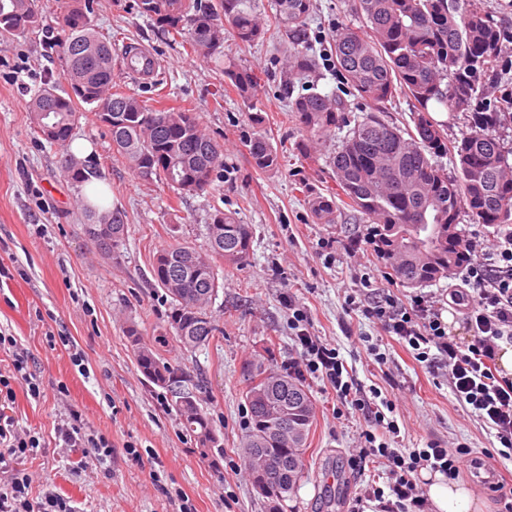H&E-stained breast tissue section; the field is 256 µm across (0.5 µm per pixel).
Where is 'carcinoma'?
<instances>
[{"instance_id":"cac0c4a2","label":"carcinoma","mask_w":512,"mask_h":512,"mask_svg":"<svg viewBox=\"0 0 512 512\" xmlns=\"http://www.w3.org/2000/svg\"><path fill=\"white\" fill-rule=\"evenodd\" d=\"M273 6L274 25L288 41V116L306 135L297 150L315 163L314 136L353 123L330 166L348 206L372 223L370 237L399 283L423 287L467 264L458 245L462 214L475 224H512V149L480 132L450 143L433 116L443 109L469 112L483 94L485 77L499 71L502 27L480 0H353L362 25L337 28L330 50L336 75L368 106L353 120L334 92L294 94V83L317 77L320 68L308 44L311 0H274ZM136 7L163 35L220 67L224 83L253 110V122L263 123L256 75L224 49L228 35L244 46L267 40V26L244 0H136ZM93 13V0H71L64 17L68 34L58 44L69 90L60 94L45 87L29 104L34 131L52 128L46 140L62 150V175L75 183L102 177L98 163L68 151L80 108L86 106L98 117L112 112L106 129L113 161L150 172L176 195L213 189L224 178V145L205 132L194 110L157 107L113 84L112 47L97 35ZM40 21L37 0H0V35L23 36ZM399 93L412 101L410 130L382 117ZM477 121L493 129L505 126L508 117L494 106L479 113ZM248 151L256 168L279 169L280 155L270 138H251ZM446 155L445 170L440 159ZM308 205L322 223H335V202L314 196ZM86 217L85 233L95 248L113 262L121 260L123 214L90 209ZM207 229V249L173 244L157 250L152 263L156 285L170 297L167 323L191 350L220 333L212 316L199 320L191 308L208 310L222 287L218 269L245 263L252 247V228L230 212H212ZM126 336L144 376L172 394L185 434L207 448L214 429L201 397L182 388V375L142 344L136 325L127 326ZM243 376L250 414L241 447L244 464L250 471L270 465L281 493L287 494L302 472L314 403L300 381L258 360L247 364Z\"/></svg>"}]
</instances>
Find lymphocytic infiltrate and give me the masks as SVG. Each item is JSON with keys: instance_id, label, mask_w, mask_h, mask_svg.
<instances>
[{"instance_id": "lymphocytic-infiltrate-1", "label": "lymphocytic infiltrate", "mask_w": 512, "mask_h": 512, "mask_svg": "<svg viewBox=\"0 0 512 512\" xmlns=\"http://www.w3.org/2000/svg\"><path fill=\"white\" fill-rule=\"evenodd\" d=\"M459 245L469 258L466 276L462 287L449 289L448 296L449 303L465 311L470 343H459L449 334L442 319L445 304L428 296H414L405 304L366 280L361 284L360 300L352 301L351 306L406 342L418 361L432 358L445 368L456 399L494 430L501 445L499 457L511 461L512 378L498 375L496 360L503 343L512 344V228L489 239L465 238ZM303 320L302 314H295L294 341L300 359L291 365V375L325 378L341 406L366 415L370 427L362 432L363 446L348 458L352 470L364 471L370 460L386 467V485H368L355 497L351 512H364L368 501L376 502L377 512H427L429 501L417 483L419 471L428 468L456 479L468 448H448L433 440L408 452L390 448V440L400 434L397 422L387 418L381 405L368 399L354 378L345 377L336 349L304 327ZM7 406V400L0 399V512H71L65 501L54 497L37 507L31 504L30 483L16 466L33 455L39 440L33 435L18 437L17 422L7 415ZM380 430L387 433L386 441H378L376 433Z\"/></svg>"}]
</instances>
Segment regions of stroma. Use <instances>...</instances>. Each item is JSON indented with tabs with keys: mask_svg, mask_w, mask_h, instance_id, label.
Segmentation results:
<instances>
[{
	"mask_svg": "<svg viewBox=\"0 0 512 512\" xmlns=\"http://www.w3.org/2000/svg\"><path fill=\"white\" fill-rule=\"evenodd\" d=\"M484 2L504 32L501 74L488 95L496 103L512 95V0ZM134 3L96 0L94 23L117 64L132 44L154 52L160 81L142 84L117 67L115 82L146 100L194 107L206 133L223 144L227 173L216 190L175 200L166 185L142 180L113 162L105 127L80 118L73 137L88 141L101 160L112 207L127 224L122 260H108L84 233L82 185L61 176L60 151L34 133L28 110L45 84L67 87L52 39L65 34L69 0H40V30L0 44V264L24 270L0 276V331L16 338V351L27 355L44 392L35 399L24 385H14L7 409L42 445L38 455L19 464L32 478L30 498L39 502L53 494L73 512H168V496L182 495L192 512H269L268 500L242 469L239 441L248 418L242 366L266 347L274 351L278 372L298 361L292 329L297 309L309 331L338 350L365 391H380L392 401L399 446L421 448L429 440L463 444L473 459L487 460L499 444L456 400L445 370L417 361L396 336L347 303L364 275L405 302L415 291L392 281L389 264L365 242L368 224L357 212L337 207L332 224L319 223L311 212L310 193L329 198L336 191L327 159L346 131L316 138L319 163L297 155L295 144L303 134L288 117L282 91L288 75L285 47L274 38L255 47L226 44L227 53L260 79L264 121L256 126L214 64L164 39ZM313 3L309 43L325 59L336 28L357 18L350 0ZM259 134L281 154L278 171L253 165L246 142ZM217 208L251 225L252 249L244 265L225 269L224 286L210 305L222 335L191 351L166 322L169 298L153 279L152 261L157 249L175 241L206 249V226ZM132 323L143 344L198 381L220 454L196 448L182 431L169 392L139 371L125 335ZM50 335L58 336V344L48 345ZM367 336L378 340L386 363L367 355ZM13 352L0 349V370L10 365ZM77 353L83 358L79 365L73 360ZM305 384L316 422L303 474L279 512H349L359 489L373 479V469L360 476L347 466L367 422L355 410L337 418L336 398L322 379ZM73 412L90 434L109 440L112 455L106 461H98L94 449L72 448L57 437L58 425Z\"/></svg>",
	"mask_w": 512,
	"mask_h": 512,
	"instance_id": "1",
	"label": "stroma"
}]
</instances>
